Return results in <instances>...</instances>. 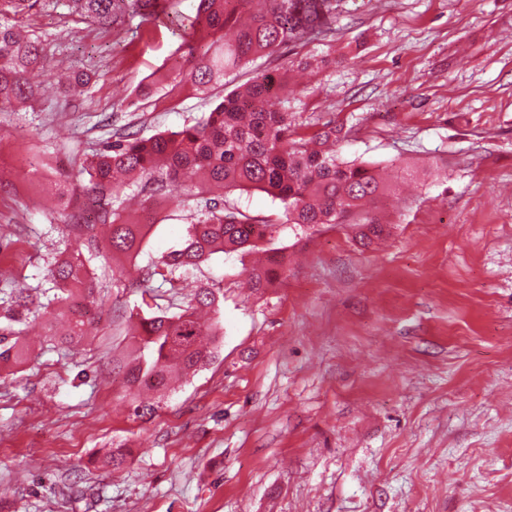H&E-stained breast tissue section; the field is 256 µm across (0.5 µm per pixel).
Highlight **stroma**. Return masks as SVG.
<instances>
[{
	"label": "stroma",
	"mask_w": 512,
	"mask_h": 512,
	"mask_svg": "<svg viewBox=\"0 0 512 512\" xmlns=\"http://www.w3.org/2000/svg\"><path fill=\"white\" fill-rule=\"evenodd\" d=\"M36 92L0 104V319L14 292L51 295L60 254L86 252L67 211L83 162L134 132L195 124L212 98L281 68L288 109L337 158L384 172L340 224L282 226L265 254L283 282L248 287L253 258L218 254L177 292L138 270L183 240L196 199L121 216L148 225L124 262L91 256L90 338L0 372V512H512V0H336L331 30L215 85L154 86L187 31L100 28L39 7ZM91 77L71 97L63 71ZM375 219L380 236L363 238ZM224 298L215 356L136 417L117 361L133 315ZM122 448L121 469L102 454Z\"/></svg>",
	"instance_id": "1"
}]
</instances>
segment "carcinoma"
I'll use <instances>...</instances> for the list:
<instances>
[{
	"label": "carcinoma",
	"mask_w": 512,
	"mask_h": 512,
	"mask_svg": "<svg viewBox=\"0 0 512 512\" xmlns=\"http://www.w3.org/2000/svg\"><path fill=\"white\" fill-rule=\"evenodd\" d=\"M40 0H0V103L21 102L33 96L28 77L41 63L39 38H22L14 21L28 15ZM71 13L87 24L110 26L120 18H178L174 0H65ZM335 9L334 0H198L192 32L179 47L174 72L154 82L169 91L189 83L199 92L224 78L251 58L271 55L282 46L301 41L324 28ZM284 73L254 72L244 85L212 104L204 119L176 131L151 137L129 133L106 144L82 166L88 176L89 210L95 223L109 226L112 258L138 253L148 228L123 219L106 207L105 197L119 200L126 192L146 200L178 201L179 180L185 173L199 176L197 215L183 243L163 255L143 274L148 282L160 276L174 289L182 275L217 253H249L272 240L280 219H259L215 198L210 190H259L284 205L286 223L297 226L337 224L361 202L373 199L382 186L373 171L361 164H343L328 152L310 148L312 140L328 141L341 133L328 123L310 139L297 131L282 94ZM253 288L264 291L283 278L271 267L250 271ZM55 287L53 303L63 309L64 328L47 327L51 341L69 344L86 338L92 322L87 304L96 300V283L79 254L58 259L49 270ZM211 288L199 289L194 302L176 314L161 312L139 319L137 356L120 367L131 391L133 412L145 417L154 405L140 391L162 392L177 376L187 375L211 358L199 341L218 336L215 321H201L200 312L218 306ZM13 303L18 315L0 324V372L27 364L31 349L23 339V313L34 300L19 292Z\"/></svg>",
	"instance_id": "1"
}]
</instances>
